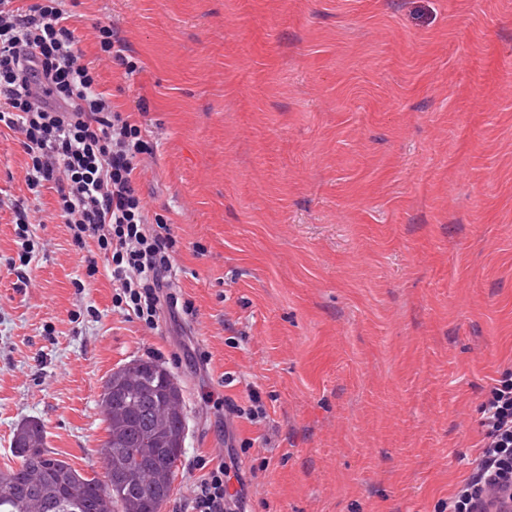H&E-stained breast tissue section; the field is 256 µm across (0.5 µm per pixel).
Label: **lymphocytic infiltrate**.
Instances as JSON below:
<instances>
[{
  "label": "lymphocytic infiltrate",
  "instance_id": "1",
  "mask_svg": "<svg viewBox=\"0 0 512 512\" xmlns=\"http://www.w3.org/2000/svg\"><path fill=\"white\" fill-rule=\"evenodd\" d=\"M75 0H0V131L14 134L27 158L30 195L57 194L78 247L94 243L106 260L114 308L155 328L161 311L196 317L191 302L168 289L176 241L163 216L148 217L137 188L141 155L152 147L130 113L99 89L102 64L138 66L109 25L96 24L95 58L76 36ZM481 451L468 478L435 512H482L492 487L512 484V367L478 407ZM236 460L221 462L193 488L192 512H247Z\"/></svg>",
  "mask_w": 512,
  "mask_h": 512
}]
</instances>
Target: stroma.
I'll use <instances>...</instances> for the list:
<instances>
[{
	"mask_svg": "<svg viewBox=\"0 0 512 512\" xmlns=\"http://www.w3.org/2000/svg\"><path fill=\"white\" fill-rule=\"evenodd\" d=\"M87 57L113 25L134 61L100 69L152 153L148 214L177 240L194 320L114 311L94 245L57 194L30 201L21 267L0 209V471L39 421L102 477L104 381L174 375L187 431L162 512L225 457L248 512H434L481 445L478 406L512 365V0H78ZM0 132V198L30 200ZM30 279L20 287L19 274ZM265 423L225 418L217 399ZM248 397L251 405L247 406L246 408L238 406L228 400L225 402L224 399V411L225 413L227 411L229 415H235L236 417L240 418L245 417L252 424H257L263 419L267 418L266 410L261 402L258 391L251 390Z\"/></svg>",
	"mask_w": 512,
	"mask_h": 512,
	"instance_id": "1",
	"label": "stroma"
}]
</instances>
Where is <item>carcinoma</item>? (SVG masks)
I'll list each match as a JSON object with an SVG mask.
<instances>
[{
	"instance_id": "cac0c4a2",
	"label": "carcinoma",
	"mask_w": 512,
	"mask_h": 512,
	"mask_svg": "<svg viewBox=\"0 0 512 512\" xmlns=\"http://www.w3.org/2000/svg\"><path fill=\"white\" fill-rule=\"evenodd\" d=\"M102 403L109 421L101 449L126 450V475L114 481L113 464H104L105 480L88 477L45 446L44 429L37 421L22 424L14 433L15 467L0 472V512H162L182 449L185 429L181 389L174 377L153 361L139 360L113 372L104 382ZM167 426L157 432L155 417Z\"/></svg>"
}]
</instances>
